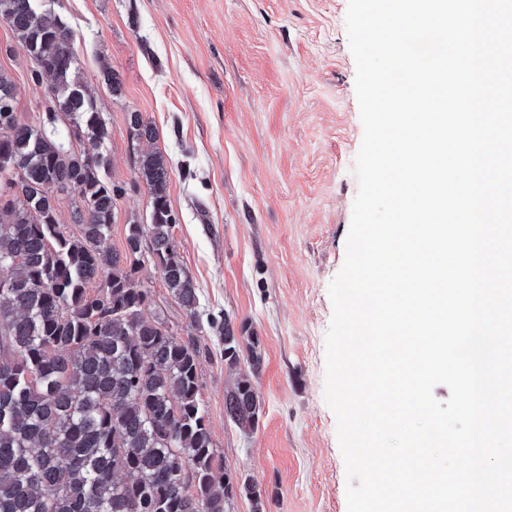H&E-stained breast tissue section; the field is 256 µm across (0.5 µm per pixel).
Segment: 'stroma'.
<instances>
[{"mask_svg": "<svg viewBox=\"0 0 512 512\" xmlns=\"http://www.w3.org/2000/svg\"><path fill=\"white\" fill-rule=\"evenodd\" d=\"M74 31L76 72L111 135L75 141L107 160L114 198L111 246L150 221L142 157L167 162L171 243L198 286L201 314L224 312L259 340L251 375L257 426L224 412L250 375L229 367L210 332L199 335L201 397L221 472L249 478L270 512H347L336 418L324 399L329 285L341 270L359 184L363 126L348 0H38ZM0 20V70L21 120L37 123L51 82ZM122 84L112 95L105 69ZM157 131L133 139L128 115ZM150 316L179 336L193 327L158 268L142 267Z\"/></svg>", "mask_w": 512, "mask_h": 512, "instance_id": "1", "label": "stroma"}]
</instances>
